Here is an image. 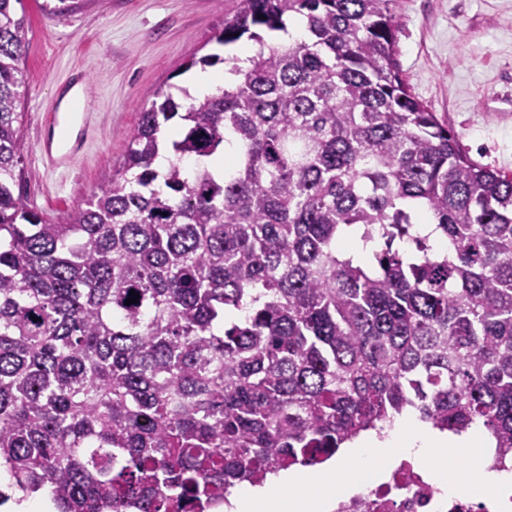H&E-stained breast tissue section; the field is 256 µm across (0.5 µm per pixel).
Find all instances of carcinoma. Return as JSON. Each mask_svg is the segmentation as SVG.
Masks as SVG:
<instances>
[{
	"label": "carcinoma",
	"mask_w": 512,
	"mask_h": 512,
	"mask_svg": "<svg viewBox=\"0 0 512 512\" xmlns=\"http://www.w3.org/2000/svg\"><path fill=\"white\" fill-rule=\"evenodd\" d=\"M0 0V473L56 512H210L408 410L512 450V174L397 61L394 0H233L230 83L159 88L63 224L15 187L27 25ZM301 36L278 47L263 31ZM169 155L160 169L161 150ZM436 225L442 243L421 234ZM373 243L363 260L339 247ZM138 303L125 304L129 292Z\"/></svg>",
	"instance_id": "carcinoma-1"
}]
</instances>
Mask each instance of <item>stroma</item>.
Listing matches in <instances>:
<instances>
[{"instance_id": "stroma-1", "label": "stroma", "mask_w": 512, "mask_h": 512, "mask_svg": "<svg viewBox=\"0 0 512 512\" xmlns=\"http://www.w3.org/2000/svg\"><path fill=\"white\" fill-rule=\"evenodd\" d=\"M22 0L20 190L53 223L111 180L161 86L186 87L191 58L223 54L215 38L231 0H76L53 15ZM398 61L411 93L457 133L475 161L512 173V0H395ZM78 85L95 132L70 165L48 162L39 130L64 87Z\"/></svg>"}]
</instances>
